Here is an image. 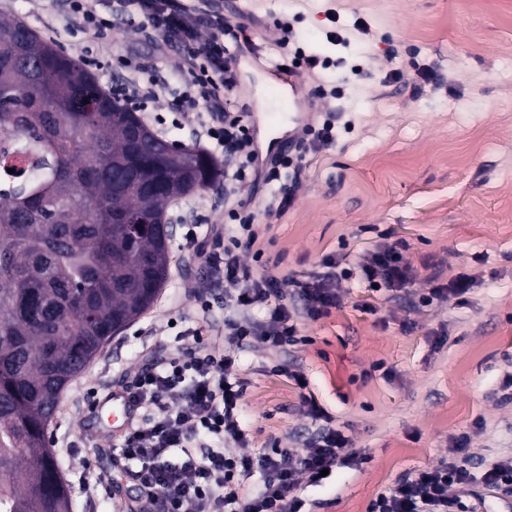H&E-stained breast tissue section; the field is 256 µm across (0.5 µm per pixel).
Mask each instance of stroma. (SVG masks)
I'll return each mask as SVG.
<instances>
[{"mask_svg":"<svg viewBox=\"0 0 512 512\" xmlns=\"http://www.w3.org/2000/svg\"><path fill=\"white\" fill-rule=\"evenodd\" d=\"M0 12L78 57L84 36L60 0H0ZM224 12L249 23L257 47L240 61L244 102L262 98L285 21L307 53L330 62L303 79L304 92L318 84L342 90L314 108L315 123L334 119L335 144L305 157L292 207L260 213L259 240L242 252L243 263L281 276L312 271L331 252L356 263L389 233L406 242L415 273L402 298L382 301L374 315L361 309L370 299L364 284L340 280L343 308L301 320L308 343L283 352L255 339L237 352L230 373L245 384L249 454L304 452L318 427L293 381L271 374L283 363L306 376L308 393L352 453L369 457L343 458L326 484H300L304 512H366L403 474L452 459L456 437L467 441L473 472L512 456V0H224ZM359 18L367 33L355 30ZM156 43L153 33L130 39L118 27L93 43V57L153 62L160 90L148 124L169 142L194 145L175 108L184 79L178 58L159 55ZM425 68L435 79L416 85ZM394 71L401 81H389ZM228 191L258 203L267 196L265 187L219 179L171 203L176 233L165 287L62 395L48 436L72 512H123L132 493L113 454L121 437L105 432L92 409L107 387L179 349L224 345L216 333L228 314L224 283L185 249L184 233L189 224L224 223ZM435 272L445 281L466 273L476 283L464 298L408 308L406 297ZM203 288L207 315L195 300Z\"/></svg>","mask_w":512,"mask_h":512,"instance_id":"35a3bbf8","label":"stroma"}]
</instances>
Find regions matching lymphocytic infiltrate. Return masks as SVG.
I'll list each match as a JSON object with an SVG mask.
<instances>
[{"mask_svg": "<svg viewBox=\"0 0 512 512\" xmlns=\"http://www.w3.org/2000/svg\"><path fill=\"white\" fill-rule=\"evenodd\" d=\"M67 12L82 31L100 38L115 24L127 34L152 29L160 52L180 57L185 77L178 96L181 117L196 126L204 147L224 156V178L229 182L262 181L272 187L271 204L291 207L301 185L300 158L281 154L259 161L246 120L245 107L236 102L238 72L234 50L252 48L245 27L224 20L219 0H65ZM292 169L283 179L284 169ZM230 225H213L205 232L188 228L185 244L206 258L212 277L224 280V299L241 311V318L224 321V337L234 351L258 339L283 349L301 343L300 319L317 321L344 305L337 283L353 275L375 288L378 296L406 288L414 277L405 260L402 240L384 235L359 265L344 267L343 256L328 255L316 271L282 279L252 273L238 250L259 238L258 213L245 202L228 212ZM263 305L265 321L252 322L246 309ZM233 354L181 351L142 368L121 385L136 407L138 418L122 435V458L136 461L126 478L137 489L130 512H301L296 495L300 482L322 483V470L335 469L348 446L344 434L326 422L327 415L298 371L289 379L302 389V404L322 426L306 452L274 448L261 457L246 454L250 439L241 418L243 381L230 378ZM233 441V448L215 447V440ZM261 473L262 484L251 489L248 480ZM512 495V457L500 460L482 474L463 464L444 460L438 465L402 476L389 491L378 493L368 512H466L451 487L473 483Z\"/></svg>", "mask_w": 512, "mask_h": 512, "instance_id": "obj_1", "label": "lymphocytic infiltrate"}]
</instances>
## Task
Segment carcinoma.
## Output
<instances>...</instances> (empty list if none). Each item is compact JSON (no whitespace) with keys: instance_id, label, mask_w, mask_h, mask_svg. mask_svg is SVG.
I'll return each instance as SVG.
<instances>
[{"instance_id":"cac0c4a2","label":"carcinoma","mask_w":512,"mask_h":512,"mask_svg":"<svg viewBox=\"0 0 512 512\" xmlns=\"http://www.w3.org/2000/svg\"><path fill=\"white\" fill-rule=\"evenodd\" d=\"M0 141V512H71L48 443L61 396L153 306L166 209L210 187L216 165L164 150L92 73L2 14Z\"/></svg>"}]
</instances>
